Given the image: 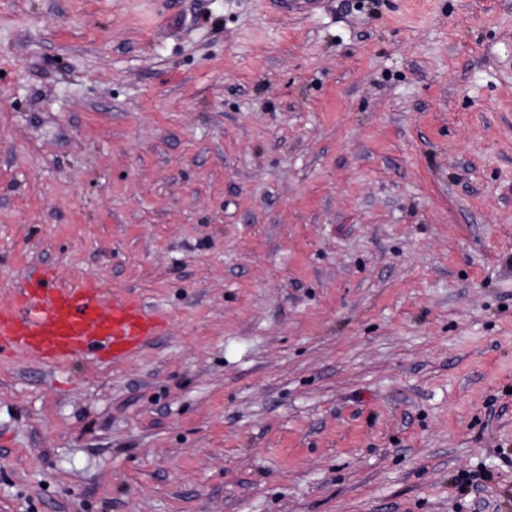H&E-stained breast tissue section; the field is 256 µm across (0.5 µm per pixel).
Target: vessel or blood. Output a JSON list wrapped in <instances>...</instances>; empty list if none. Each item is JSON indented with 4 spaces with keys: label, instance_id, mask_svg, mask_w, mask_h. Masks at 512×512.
<instances>
[{
    "label": "vessel or blood",
    "instance_id": "b4317fda",
    "mask_svg": "<svg viewBox=\"0 0 512 512\" xmlns=\"http://www.w3.org/2000/svg\"><path fill=\"white\" fill-rule=\"evenodd\" d=\"M162 324L137 299L102 301L86 288H61L46 278L21 287L19 299L0 310V352L23 351L46 363L88 352L128 357L152 342Z\"/></svg>",
    "mask_w": 512,
    "mask_h": 512
}]
</instances>
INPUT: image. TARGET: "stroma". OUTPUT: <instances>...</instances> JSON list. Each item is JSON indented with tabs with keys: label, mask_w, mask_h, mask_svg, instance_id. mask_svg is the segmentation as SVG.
<instances>
[{
	"label": "stroma",
	"mask_w": 512,
	"mask_h": 512,
	"mask_svg": "<svg viewBox=\"0 0 512 512\" xmlns=\"http://www.w3.org/2000/svg\"><path fill=\"white\" fill-rule=\"evenodd\" d=\"M0 512H512V0H0ZM162 323L137 299L102 301L86 288H60L51 278L19 289L10 309L0 310V352L23 351L46 363L88 352L126 358L152 342Z\"/></svg>",
	"instance_id": "obj_1"
}]
</instances>
